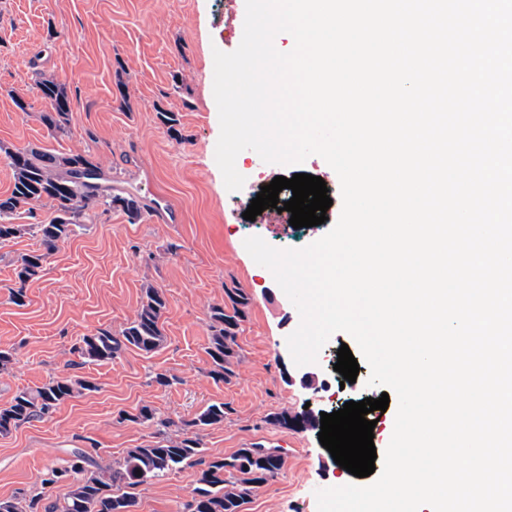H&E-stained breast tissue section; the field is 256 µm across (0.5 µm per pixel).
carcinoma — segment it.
Returning a JSON list of instances; mask_svg holds the SVG:
<instances>
[{
  "label": "carcinoma",
  "instance_id": "carcinoma-1",
  "mask_svg": "<svg viewBox=\"0 0 512 512\" xmlns=\"http://www.w3.org/2000/svg\"><path fill=\"white\" fill-rule=\"evenodd\" d=\"M39 97L49 106L37 115L49 134L63 135L70 129L71 102L62 84L52 76L36 83ZM13 171L9 195L0 197V244L8 243L28 231L24 224L13 223L20 211L32 212L42 200L52 203L55 216L47 224L35 225L42 249L21 255L16 266L19 286L12 289L11 300L25 305L26 282L39 276L56 244L69 238L85 223L92 203L106 209H119L128 219H141L146 205L132 193L112 194L94 155L89 152L58 153L37 148L5 151ZM250 298L239 288L224 289V302L210 306V337L206 353L210 375L227 382L238 356L237 336L247 316ZM167 300L162 289L148 285L142 289L135 318L117 334L100 328L84 336L74 347L81 364H104L124 350L134 348L145 353L156 351L164 342L162 318ZM98 389L89 377L70 375L43 386L19 390L0 405V434L52 413L58 405ZM227 406L213 402L189 419L180 420L183 436L177 440L162 438L147 445L130 448L115 466L105 463L82 448H74L65 465L50 467L43 473L46 487L68 483L67 494L41 503V499L11 496L0 499V512H135V490L160 481L184 466H197L196 487L188 512H242V507L257 488L273 479L281 468V457L274 448L258 443L246 444L232 455L207 460L199 431L224 421Z\"/></svg>",
  "mask_w": 512,
  "mask_h": 512
}]
</instances>
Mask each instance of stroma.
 <instances>
[{"mask_svg":"<svg viewBox=\"0 0 512 512\" xmlns=\"http://www.w3.org/2000/svg\"><path fill=\"white\" fill-rule=\"evenodd\" d=\"M245 0H0V144L81 151L93 147L113 187L135 191L152 183L177 205V223L160 224L152 212L130 222L121 211L95 207L82 227L58 242L41 275L26 284V303H12L16 261L36 250L26 234L0 245V348L16 358L0 372V405L26 387L68 375L92 377L95 392L66 401L48 417L0 435V498L40 492L48 466L62 463L74 448L119 460L127 449L153 441L154 427L132 422L141 406L168 420L166 433L181 435L180 420L207 404L229 406L222 423L200 437L206 458L226 457L243 444L281 451L276 478L258 488L244 512H317L318 489L354 482L317 431L282 429L271 415L304 408L342 409L349 401L379 398L367 386L369 367L360 364L352 383L334 369L341 344L351 335L335 332L307 371L316 380L302 386L287 337L300 316L273 274L244 247L258 236L279 248L301 249L321 238L341 212L340 181L317 155L304 163H265L253 150L241 152L242 189L227 190L215 161L220 133L213 94L214 50L231 52L244 31ZM53 75L72 99L68 135L52 138L37 120L46 105L36 94L38 74ZM23 96L30 112L16 108ZM162 112L178 113V134L161 124ZM321 177L332 200L327 223L293 228L245 220V204L277 176ZM177 251H168V243ZM167 298L164 343L152 353L129 348L112 362L78 366L74 344L97 329L120 332L134 319L144 285ZM239 288L250 306L237 337L239 358L230 381L209 374L205 348L211 305ZM166 373L171 385L153 375ZM197 470L186 467L137 490L136 512H183Z\"/></svg>","mask_w":512,"mask_h":512,"instance_id":"35a3bbf8","label":"stroma"}]
</instances>
